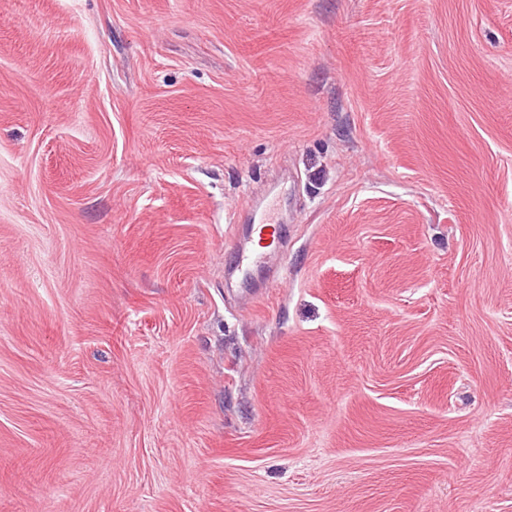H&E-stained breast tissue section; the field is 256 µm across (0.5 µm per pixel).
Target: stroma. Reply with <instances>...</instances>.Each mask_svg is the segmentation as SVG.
<instances>
[{
	"label": "stroma",
	"instance_id": "35a3bbf8",
	"mask_svg": "<svg viewBox=\"0 0 512 512\" xmlns=\"http://www.w3.org/2000/svg\"><path fill=\"white\" fill-rule=\"evenodd\" d=\"M0 512H512V0H0ZM252 220L254 224H257L256 227L253 226L252 228V233L257 234V243H253L250 247V242L245 245L238 241V248L233 253L236 263L234 268L245 277L255 266L265 262V254L261 251V249L267 247L265 242L268 240L273 242L279 235L277 224L271 223L266 205L253 211Z\"/></svg>",
	"mask_w": 512,
	"mask_h": 512
}]
</instances>
